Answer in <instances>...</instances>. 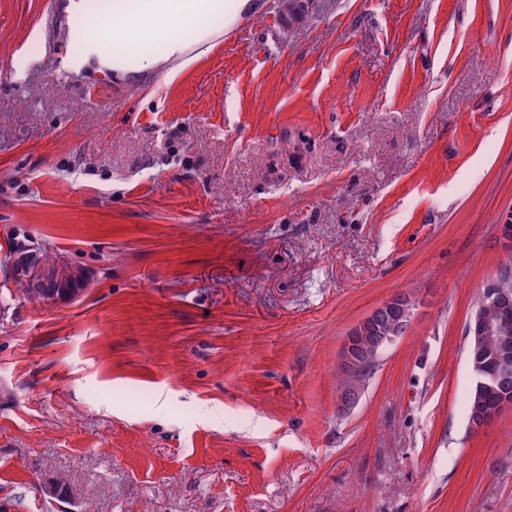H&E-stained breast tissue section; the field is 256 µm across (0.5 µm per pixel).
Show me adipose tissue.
<instances>
[{
  "instance_id": "obj_1",
  "label": "adipose tissue",
  "mask_w": 512,
  "mask_h": 512,
  "mask_svg": "<svg viewBox=\"0 0 512 512\" xmlns=\"http://www.w3.org/2000/svg\"><path fill=\"white\" fill-rule=\"evenodd\" d=\"M67 56L73 70L94 64L136 74L162 60H185L224 16V0H69Z\"/></svg>"
}]
</instances>
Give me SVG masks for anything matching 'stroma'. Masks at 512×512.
<instances>
[{"mask_svg":"<svg viewBox=\"0 0 512 512\" xmlns=\"http://www.w3.org/2000/svg\"><path fill=\"white\" fill-rule=\"evenodd\" d=\"M65 5L0 0V512H512V410L466 412L512 0H251L127 77L66 68ZM21 246L91 284L30 298ZM399 293L339 414L344 336ZM413 315V304L410 298H405L403 293L397 294L384 301L374 310H372L364 319L355 324L346 334L341 344L338 354V366L349 378L350 383L346 387L345 378L341 379L340 388L337 395V408L343 412H349L359 400L363 387L361 382L367 371L369 364L374 362L379 352L387 345L394 342L402 336L410 324ZM378 317H384L390 322L384 320L380 322V329L386 330L381 335L365 334L367 324ZM369 341L365 342L364 339Z\"/></svg>","mask_w":512,"mask_h":512,"instance_id":"obj_1","label":"stroma"}]
</instances>
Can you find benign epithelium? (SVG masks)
Masks as SVG:
<instances>
[{
	"mask_svg": "<svg viewBox=\"0 0 512 512\" xmlns=\"http://www.w3.org/2000/svg\"><path fill=\"white\" fill-rule=\"evenodd\" d=\"M14 277H19L23 268H28L29 278L42 283L59 284L65 280L69 271L65 267L47 264H33V253L17 252L10 263ZM495 309V315L489 316L485 310ZM413 315L411 299L397 294L372 310L364 319L355 324L346 334L338 354V366L349 378L350 383L340 388L337 395V408L348 412L359 400L363 387L361 382L369 364L374 362L379 352L402 336L410 324ZM384 317L391 321V327L381 335L369 337L364 341L363 333L367 324ZM512 320V271L507 269L490 280L481 290L477 309L467 325V335L474 338L476 345L497 338L503 348H508L509 340L502 337V325ZM512 407V399L502 398L497 408L480 415L478 428L482 429L494 422L503 411Z\"/></svg>",
	"mask_w": 512,
	"mask_h": 512,
	"instance_id": "7a95c632",
	"label": "benign epithelium"
}]
</instances>
